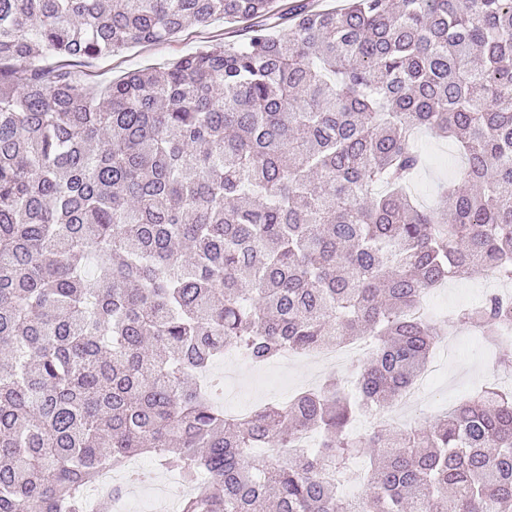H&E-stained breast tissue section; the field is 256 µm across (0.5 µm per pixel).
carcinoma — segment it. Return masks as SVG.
<instances>
[{
  "label": "carcinoma",
  "instance_id": "carcinoma-1",
  "mask_svg": "<svg viewBox=\"0 0 512 512\" xmlns=\"http://www.w3.org/2000/svg\"><path fill=\"white\" fill-rule=\"evenodd\" d=\"M0 0V512H80L150 454L195 481L180 512H512V391L492 383L403 429L438 333L424 296L512 282V0ZM252 20L106 86V58ZM464 158L434 209L407 186L417 130ZM512 322L493 290L448 316ZM366 341L351 387L224 414L198 376ZM306 432L315 451L296 447ZM254 448L269 449L258 459Z\"/></svg>",
  "mask_w": 512,
  "mask_h": 512
}]
</instances>
